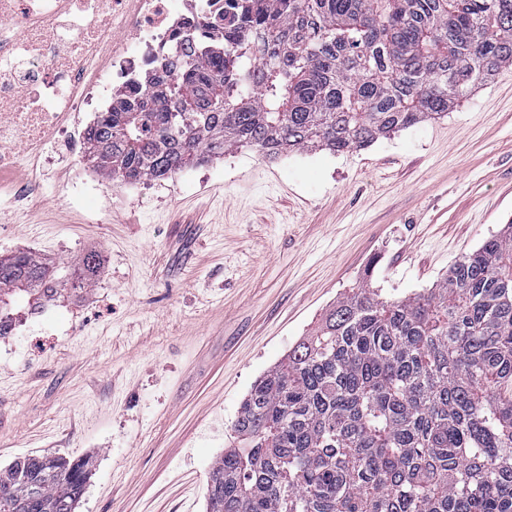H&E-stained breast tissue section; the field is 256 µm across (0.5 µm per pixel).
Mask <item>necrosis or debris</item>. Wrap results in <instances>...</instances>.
<instances>
[{
	"label": "necrosis or debris",
	"instance_id": "obj_1",
	"mask_svg": "<svg viewBox=\"0 0 512 512\" xmlns=\"http://www.w3.org/2000/svg\"><path fill=\"white\" fill-rule=\"evenodd\" d=\"M28 0H0V167L12 146L34 149L65 113L93 99L142 89L148 72L186 55L184 34L198 16L214 22L207 40L224 35L228 0H41L30 20ZM112 12L119 25L103 23Z\"/></svg>",
	"mask_w": 512,
	"mask_h": 512
}]
</instances>
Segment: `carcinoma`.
Segmentation results:
<instances>
[{"label":"carcinoma","instance_id":"obj_1","mask_svg":"<svg viewBox=\"0 0 512 512\" xmlns=\"http://www.w3.org/2000/svg\"><path fill=\"white\" fill-rule=\"evenodd\" d=\"M245 0L224 43L98 113L87 154L161 179L238 147L367 146L448 115L512 64V0ZM99 257L0 258V304L90 284ZM206 512H512V223L423 294L368 282L257 379ZM89 461L0 467V512H75Z\"/></svg>","mask_w":512,"mask_h":512}]
</instances>
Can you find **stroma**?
<instances>
[{
	"label": "stroma",
	"instance_id": "1",
	"mask_svg": "<svg viewBox=\"0 0 512 512\" xmlns=\"http://www.w3.org/2000/svg\"><path fill=\"white\" fill-rule=\"evenodd\" d=\"M512 222V65L448 116L344 153L227 151L105 179L50 134L0 177V255L102 261L88 288L15 296L0 344V467L91 463L77 512H206L253 382L362 281L401 298Z\"/></svg>",
	"mask_w": 512,
	"mask_h": 512
}]
</instances>
